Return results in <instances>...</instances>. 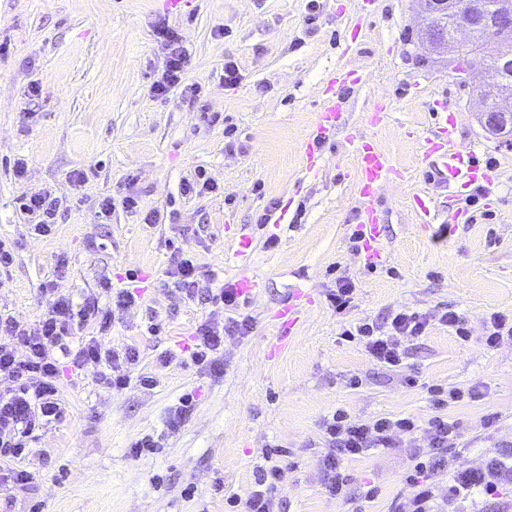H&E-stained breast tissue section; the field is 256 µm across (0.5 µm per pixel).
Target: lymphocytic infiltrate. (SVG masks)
<instances>
[{
    "instance_id": "lymphocytic-infiltrate-1",
    "label": "lymphocytic infiltrate",
    "mask_w": 512,
    "mask_h": 512,
    "mask_svg": "<svg viewBox=\"0 0 512 512\" xmlns=\"http://www.w3.org/2000/svg\"><path fill=\"white\" fill-rule=\"evenodd\" d=\"M156 34L167 55L165 70L160 80L154 82L153 92L163 97L181 84L187 53L178 36L168 27L158 26ZM65 204V199L47 189L22 197L19 209L27 216L34 233L47 237L53 234L57 216ZM169 277L171 287L187 299L206 301L225 311L223 324L208 320L196 327L188 350L194 365L220 372L225 337L244 336L251 329L249 320L237 315L241 296L231 285L215 294L202 292L199 268L189 258H178ZM102 288L108 297L104 306L95 298L74 303L57 295L48 285L43 289L46 310L35 326L9 317L0 318V332L10 338L9 343L0 344V377H8L16 384L9 394L0 395L1 453L21 456L30 433L63 416L64 409L57 398L61 379L57 355L69 357L72 368L77 370L90 364L107 365L108 371L100 382L112 390H123L133 382L146 390L156 386L155 374L145 373L134 379L124 374L125 366L138 362L135 348L128 346L119 350L102 343V336L112 328L114 311H124L136 304L131 289H116L108 282L103 283ZM432 320L429 314L399 309L381 324L364 318L345 326L341 337L357 342L381 367L397 368L403 363L406 349L425 335ZM88 325L96 328V338L75 349L65 344V337L72 335L75 328ZM427 394L433 413L425 419L411 414L362 419L340 408L325 415L320 421L323 452L319 462L326 492L335 497L346 495L349 477L343 467L345 461L374 449L398 447L406 436L419 437L424 445L410 458L405 482L411 493L399 504L397 512H465V503L475 495L494 499L512 487V449L486 454L475 466L462 468L456 464L460 453V424L448 419L446 410L450 402L464 397L474 401L483 399V385L475 383L464 391H448L431 385ZM278 455L275 449L264 453V462L256 468L247 498H230L231 507L238 512H275L276 492L286 477ZM443 484L448 487L444 495L439 492Z\"/></svg>"
}]
</instances>
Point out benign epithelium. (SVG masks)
Here are the masks:
<instances>
[{
  "label": "benign epithelium",
  "instance_id": "7a95c632",
  "mask_svg": "<svg viewBox=\"0 0 512 512\" xmlns=\"http://www.w3.org/2000/svg\"><path fill=\"white\" fill-rule=\"evenodd\" d=\"M423 12L427 19L423 41L453 56L459 75L468 74L478 65L476 59L463 63V53L479 47L480 38L512 32V0H431L430 5L423 7ZM492 61L503 67L500 74L506 92L496 112L489 111L482 102V95H477L480 120L487 131L512 116V52L501 50Z\"/></svg>",
  "mask_w": 512,
  "mask_h": 512
}]
</instances>
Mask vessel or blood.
<instances>
[{
    "label": "vessel or blood",
    "instance_id": "vessel-or-blood-1",
    "mask_svg": "<svg viewBox=\"0 0 512 512\" xmlns=\"http://www.w3.org/2000/svg\"><path fill=\"white\" fill-rule=\"evenodd\" d=\"M356 72H340L331 78L324 91L321 108L317 114L316 130L306 143V165L316 168L322 160V143L328 132L334 130L340 119V102L344 91L360 84ZM456 127L451 119H443L436 131L425 139L426 157L440 160L438 176L443 183L456 182L467 187L489 179L487 170L473 164L470 154L456 150ZM349 151L357 168L356 192L359 199L358 227L363 235L369 262L380 261L384 254L381 242L383 222L379 207L382 189L401 176L390 158L366 136L352 137Z\"/></svg>",
    "mask_w": 512,
    "mask_h": 512
}]
</instances>
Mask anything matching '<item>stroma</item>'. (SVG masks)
I'll return each mask as SVG.
<instances>
[{
  "mask_svg": "<svg viewBox=\"0 0 512 512\" xmlns=\"http://www.w3.org/2000/svg\"><path fill=\"white\" fill-rule=\"evenodd\" d=\"M161 22L189 54L181 85L163 99L152 91L164 66ZM422 25L418 0H182L176 8L170 0H0V240L17 246L0 275V316L32 326L46 308L45 285L77 303L100 295L107 280L128 287L136 274L139 301L116 313L104 338L137 348L139 362L127 370L135 377L187 348L199 323L224 317L164 287L174 259L191 256L206 290L244 276L258 284L239 310L252 329L225 340L222 374L175 363L153 390L119 392L103 388L99 366L64 374L66 415L29 435L23 466L32 479L0 486V512H224L228 496L246 498L274 446L286 469L280 512H394L410 492L405 471L421 440L346 462L352 489L338 498L322 481L319 421L339 407L363 419L428 417L429 384L486 388L482 400L448 409L467 446L458 465L512 443V341L490 349L481 339L486 316L512 311V135L484 129L473 84L460 83L448 55L422 44ZM228 61L239 69L231 88ZM341 67L364 82L345 94L322 164L310 172L305 143L325 83ZM193 85L205 108L190 98ZM437 100L457 121V148L491 165L492 186L433 182L424 139ZM380 105L388 116L370 126ZM360 134L406 173L381 193L388 259L373 268L351 241L359 201L347 147ZM20 158L22 178L14 173ZM87 168L88 183L75 187L71 174ZM201 169L217 191L184 194ZM45 188L73 200L49 237L32 234L18 208L22 195ZM131 193L143 210L176 211V224L127 212L121 201ZM417 193L431 200L433 226L417 222ZM106 197L108 224L98 218ZM266 212L269 223L258 224ZM442 224L451 227L445 240ZM243 234L252 245L240 256ZM340 276L355 285L342 314L326 299ZM299 290L307 309L277 346L274 315ZM400 308L454 311L471 337L433 325L396 369L341 339L345 325ZM187 393L192 414L167 433V413ZM147 434L160 437L159 448L131 459V444Z\"/></svg>",
  "mask_w": 512,
  "mask_h": 512,
  "instance_id": "1",
  "label": "stroma"
}]
</instances>
